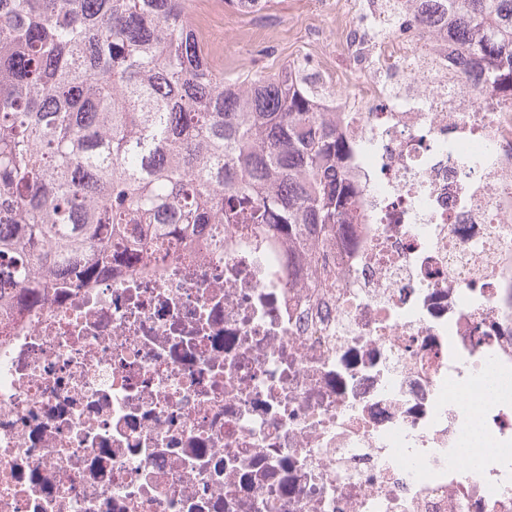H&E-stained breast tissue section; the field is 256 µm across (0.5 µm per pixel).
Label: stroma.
<instances>
[{
  "mask_svg": "<svg viewBox=\"0 0 512 512\" xmlns=\"http://www.w3.org/2000/svg\"><path fill=\"white\" fill-rule=\"evenodd\" d=\"M204 16L213 25L205 49L220 57L227 80H247L309 59L345 66L340 47L352 14L343 0H269L257 15L239 14L225 0H191V22Z\"/></svg>",
  "mask_w": 512,
  "mask_h": 512,
  "instance_id": "1",
  "label": "stroma"
}]
</instances>
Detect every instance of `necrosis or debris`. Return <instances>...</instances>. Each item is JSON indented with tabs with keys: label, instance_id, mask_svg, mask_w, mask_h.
<instances>
[{
	"label": "necrosis or debris",
	"instance_id": "4bbe7bcc",
	"mask_svg": "<svg viewBox=\"0 0 512 512\" xmlns=\"http://www.w3.org/2000/svg\"><path fill=\"white\" fill-rule=\"evenodd\" d=\"M467 37L350 25L327 283L204 224L0 317V512H512V393L466 397L512 383V81Z\"/></svg>",
	"mask_w": 512,
	"mask_h": 512
}]
</instances>
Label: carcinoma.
Returning <instances> with one entry per match:
<instances>
[{
  "label": "carcinoma",
  "mask_w": 512,
  "mask_h": 512,
  "mask_svg": "<svg viewBox=\"0 0 512 512\" xmlns=\"http://www.w3.org/2000/svg\"><path fill=\"white\" fill-rule=\"evenodd\" d=\"M512 78V0H412ZM302 65L226 82L188 0H0V260L31 294L112 267V244L201 224L315 240L349 157Z\"/></svg>",
  "instance_id": "cac0c4a2"
}]
</instances>
